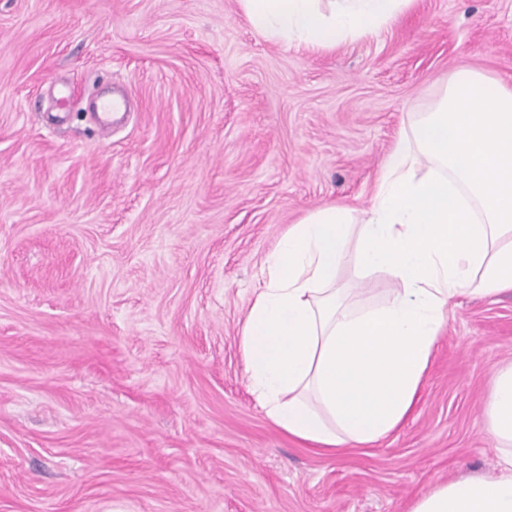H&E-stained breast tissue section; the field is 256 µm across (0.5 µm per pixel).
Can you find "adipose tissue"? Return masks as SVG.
<instances>
[{
  "label": "adipose tissue",
  "instance_id": "1",
  "mask_svg": "<svg viewBox=\"0 0 512 512\" xmlns=\"http://www.w3.org/2000/svg\"><path fill=\"white\" fill-rule=\"evenodd\" d=\"M252 28L285 45L333 49L376 35L412 0H240ZM396 281L376 306L345 300L346 262ZM512 291V90L455 74L388 151L362 219L336 204L280 238L241 332L267 417L320 452L385 438L413 411L458 298ZM497 474L439 484L409 512H512V364L484 407Z\"/></svg>",
  "mask_w": 512,
  "mask_h": 512
}]
</instances>
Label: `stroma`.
I'll use <instances>...</instances> for the list:
<instances>
[{
    "mask_svg": "<svg viewBox=\"0 0 512 512\" xmlns=\"http://www.w3.org/2000/svg\"><path fill=\"white\" fill-rule=\"evenodd\" d=\"M462 70L512 88V0H413L330 50L265 40L239 0H0V512H407L495 475L512 292L459 298L412 414L333 454L266 416L240 343L289 225L369 209ZM338 280L359 305L395 285Z\"/></svg>",
    "mask_w": 512,
    "mask_h": 512,
    "instance_id": "obj_1",
    "label": "stroma"
}]
</instances>
